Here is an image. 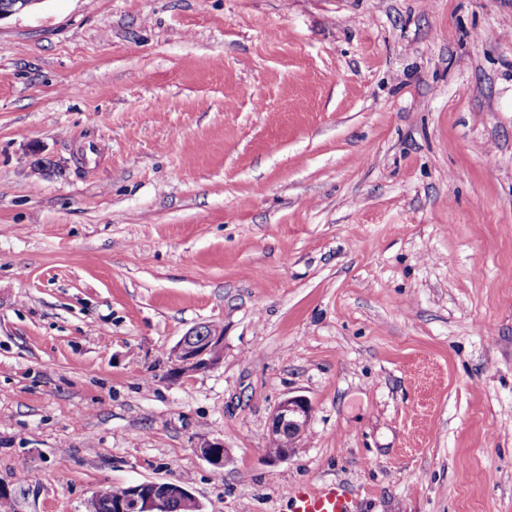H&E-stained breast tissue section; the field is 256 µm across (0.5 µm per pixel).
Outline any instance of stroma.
I'll list each match as a JSON object with an SVG mask.
<instances>
[{
  "mask_svg": "<svg viewBox=\"0 0 512 512\" xmlns=\"http://www.w3.org/2000/svg\"><path fill=\"white\" fill-rule=\"evenodd\" d=\"M209 322L220 364L175 373ZM291 396L310 421L274 460ZM331 479L359 512H512V0L1 20L12 512L147 480L202 512H288ZM310 405L302 396L288 397L281 401L273 411L267 430L268 440L277 442L271 445L270 452L279 454L272 457L284 459L288 456L289 448H293L296 441L303 435L309 419Z\"/></svg>",
  "mask_w": 512,
  "mask_h": 512,
  "instance_id": "35a3bbf8",
  "label": "stroma"
}]
</instances>
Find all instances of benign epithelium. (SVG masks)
I'll return each instance as SVG.
<instances>
[{"label": "benign epithelium", "mask_w": 512, "mask_h": 512, "mask_svg": "<svg viewBox=\"0 0 512 512\" xmlns=\"http://www.w3.org/2000/svg\"><path fill=\"white\" fill-rule=\"evenodd\" d=\"M42 0H5L0 4V20L30 10ZM224 336L214 332L211 325H200L181 338L172 352L177 368L199 371L220 361L216 347ZM310 405L302 396L281 401L273 411L267 430L268 440L276 442L283 451L277 458L288 456L289 448L303 435L309 419ZM200 453L213 465L221 467L226 461L224 446L210 443L199 448ZM195 500L180 483L145 481L120 490H101L92 502L90 512H98L100 503L112 505V512H168L175 501Z\"/></svg>", "instance_id": "obj_1"}]
</instances>
